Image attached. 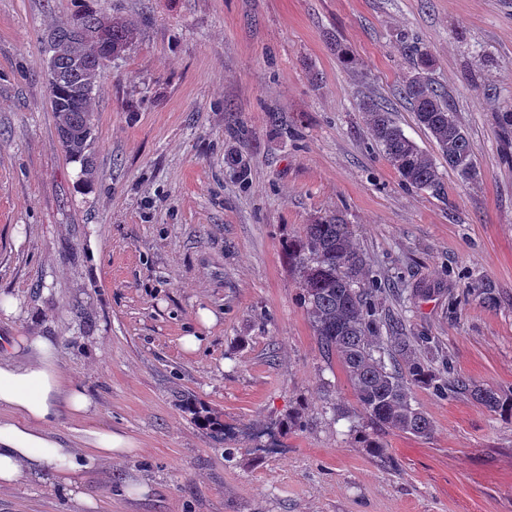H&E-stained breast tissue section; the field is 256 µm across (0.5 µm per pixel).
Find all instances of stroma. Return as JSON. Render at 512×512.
Instances as JSON below:
<instances>
[{
  "instance_id": "stroma-1",
  "label": "stroma",
  "mask_w": 512,
  "mask_h": 512,
  "mask_svg": "<svg viewBox=\"0 0 512 512\" xmlns=\"http://www.w3.org/2000/svg\"><path fill=\"white\" fill-rule=\"evenodd\" d=\"M86 6L137 29L97 87L88 180L60 146L40 51ZM406 38L430 54L479 182L449 169L400 96ZM369 98L434 159L443 192L402 184L359 109ZM509 107L512 0H0V295L19 303L0 337L56 338L96 401L91 424L141 447L82 491L102 512H512V420L471 396L413 388L431 435L389 432L382 458L362 448L286 253L342 212L387 284L380 312L428 337L449 375L512 391ZM129 478L151 494L122 496ZM0 512L73 506L23 481L0 486Z\"/></svg>"
}]
</instances>
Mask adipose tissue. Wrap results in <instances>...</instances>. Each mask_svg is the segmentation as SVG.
Wrapping results in <instances>:
<instances>
[{"label": "adipose tissue", "instance_id": "ef3b65f1", "mask_svg": "<svg viewBox=\"0 0 512 512\" xmlns=\"http://www.w3.org/2000/svg\"><path fill=\"white\" fill-rule=\"evenodd\" d=\"M0 356V486L23 478L51 477L83 512L97 504L80 489L79 476L101 465L136 456L138 442L126 433L87 425L94 407L87 389L68 382L58 347L45 336H15ZM83 423V446L70 448L54 433L61 414Z\"/></svg>", "mask_w": 512, "mask_h": 512}]
</instances>
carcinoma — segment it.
<instances>
[{
  "label": "carcinoma",
  "mask_w": 512,
  "mask_h": 512,
  "mask_svg": "<svg viewBox=\"0 0 512 512\" xmlns=\"http://www.w3.org/2000/svg\"><path fill=\"white\" fill-rule=\"evenodd\" d=\"M71 21L85 34L78 39L70 26L55 29L41 41L42 53L55 60L48 71L52 112L59 142L66 156L94 169L90 152L94 135L96 87L103 65L102 48L92 40L106 18L91 8L76 12ZM136 37V29L112 20V52L124 54ZM405 54L416 57L418 71L408 78L401 95L417 122L430 134L439 151L448 156V168L466 182L481 177L473 142L458 123L442 93L425 76L429 58L417 46L405 44ZM371 136L384 159L403 184L438 193L442 174L391 118L388 109L368 99L360 104ZM288 261L297 273L301 301L322 350L342 363L357 400V414L371 432L359 431L364 447L376 456L384 454L380 434L398 430L426 437L432 423L412 403V388L431 387L441 397L468 394L487 408L512 418V391L504 393L459 379H448L431 369L396 323L383 319L371 303V294L382 281L370 274L351 225L339 213L326 214L305 225L303 234L288 241ZM181 407L201 424L219 434L224 426L203 414L189 399Z\"/></svg>",
  "instance_id": "obj_1"
}]
</instances>
